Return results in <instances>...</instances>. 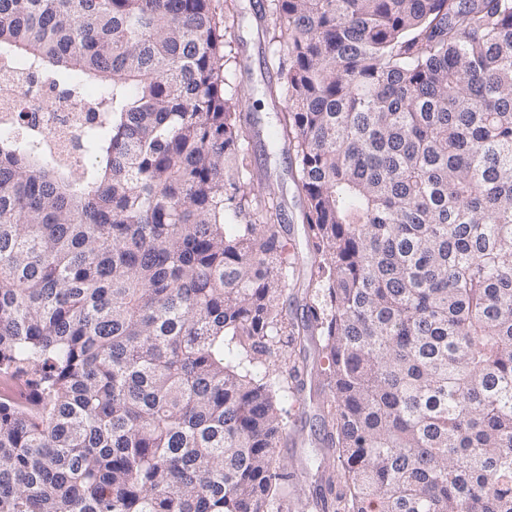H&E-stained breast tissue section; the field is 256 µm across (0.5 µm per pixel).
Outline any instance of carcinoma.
I'll list each match as a JSON object with an SVG mask.
<instances>
[{
  "instance_id": "cac0c4a2",
  "label": "carcinoma",
  "mask_w": 512,
  "mask_h": 512,
  "mask_svg": "<svg viewBox=\"0 0 512 512\" xmlns=\"http://www.w3.org/2000/svg\"><path fill=\"white\" fill-rule=\"evenodd\" d=\"M301 327L214 0H0V78L95 85L75 167L0 134V512H288L322 343L336 512H512V0H270Z\"/></svg>"
}]
</instances>
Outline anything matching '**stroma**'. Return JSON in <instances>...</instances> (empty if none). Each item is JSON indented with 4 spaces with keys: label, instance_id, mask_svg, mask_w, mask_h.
I'll list each match as a JSON object with an SVG mask.
<instances>
[{
    "label": "stroma",
    "instance_id": "1",
    "mask_svg": "<svg viewBox=\"0 0 512 512\" xmlns=\"http://www.w3.org/2000/svg\"><path fill=\"white\" fill-rule=\"evenodd\" d=\"M216 12L224 22L226 48L239 61L233 84L248 116L249 160L262 193L274 196L280 204L281 228L292 245L294 271L288 279V314L298 323L311 298L308 281L313 257L304 232V200L295 186V165L287 152L273 147L277 106L264 93L267 85L277 81L270 65V35L279 22L269 8V0H217ZM294 358L303 371V398L288 401L287 430L298 435L299 441L282 447L280 458L295 475L289 500L302 512H318L311 501L321 484V473L312 467L311 460L323 448L322 415L328 392L321 372L322 348L318 343L304 342L297 347Z\"/></svg>",
    "mask_w": 512,
    "mask_h": 512
}]
</instances>
